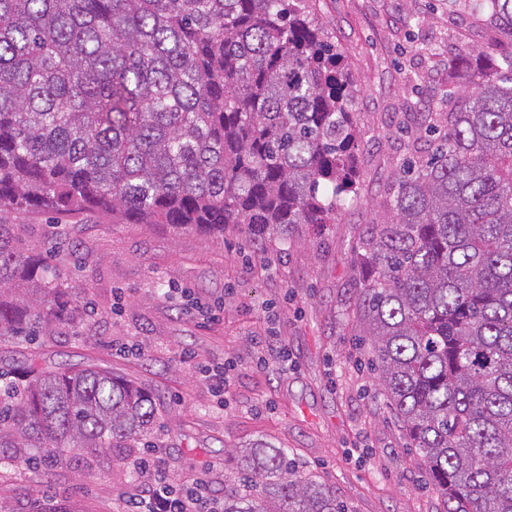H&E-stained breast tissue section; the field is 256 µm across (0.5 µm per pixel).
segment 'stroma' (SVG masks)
Returning a JSON list of instances; mask_svg holds the SVG:
<instances>
[{
	"label": "stroma",
	"mask_w": 512,
	"mask_h": 512,
	"mask_svg": "<svg viewBox=\"0 0 512 512\" xmlns=\"http://www.w3.org/2000/svg\"><path fill=\"white\" fill-rule=\"evenodd\" d=\"M342 55L359 132L358 197L336 221L291 242L256 241L161 224H116L110 214L13 211L18 251L66 273L94 314L76 335L46 337L42 362L96 364L149 392L159 416L149 439L180 482L208 471L223 494L224 461L264 441L287 449L301 474L324 480L347 512H444L440 495L388 407L355 338V251L395 191L408 156L400 116L463 85L452 61L497 44L487 14L448 0H307ZM181 288L218 309L196 318ZM227 366L216 398L184 352ZM132 459L71 456L43 478L23 460L0 461V512H125L139 484Z\"/></svg>",
	"instance_id": "35a3bbf8"
}]
</instances>
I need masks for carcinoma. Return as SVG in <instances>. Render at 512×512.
Here are the masks:
<instances>
[{
	"label": "carcinoma",
	"mask_w": 512,
	"mask_h": 512,
	"mask_svg": "<svg viewBox=\"0 0 512 512\" xmlns=\"http://www.w3.org/2000/svg\"><path fill=\"white\" fill-rule=\"evenodd\" d=\"M486 8L512 44V0ZM464 98L424 113L431 154L396 173L360 240L354 317L375 379L444 512H512V53L466 59ZM344 62L301 0H0V342L85 321L58 270L11 246L14 210L100 211L288 241L357 194ZM331 186L329 197L320 184ZM155 399L104 367L44 368L0 391V457H121ZM224 512H345L258 442Z\"/></svg>",
	"instance_id": "obj_1"
}]
</instances>
